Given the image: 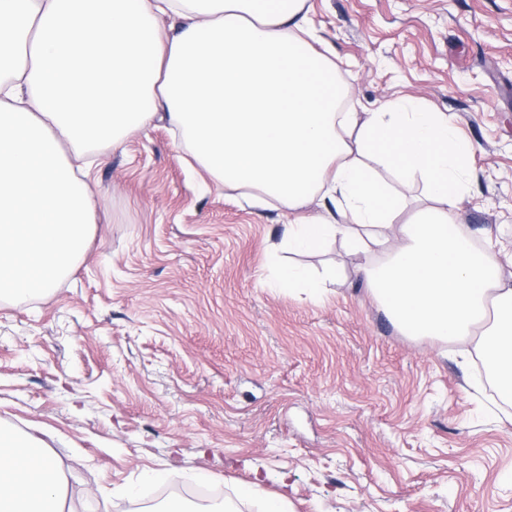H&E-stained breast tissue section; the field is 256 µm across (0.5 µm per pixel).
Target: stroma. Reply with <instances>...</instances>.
<instances>
[{
  "instance_id": "35a3bbf8",
  "label": "stroma",
  "mask_w": 512,
  "mask_h": 512,
  "mask_svg": "<svg viewBox=\"0 0 512 512\" xmlns=\"http://www.w3.org/2000/svg\"><path fill=\"white\" fill-rule=\"evenodd\" d=\"M348 110L408 97L474 145L458 222L512 278V0H305ZM156 120L91 170L99 222L57 288L0 299V426L49 433L71 512H164L241 484L288 512H512V406L461 356L405 335L341 241L297 256L341 277L274 288L293 212L252 208ZM156 470L169 481L153 479ZM271 279L276 288L288 290V293L303 296L311 301L322 298L328 285L337 280V267L327 266L322 271H314L306 266L290 264H272Z\"/></svg>"
}]
</instances>
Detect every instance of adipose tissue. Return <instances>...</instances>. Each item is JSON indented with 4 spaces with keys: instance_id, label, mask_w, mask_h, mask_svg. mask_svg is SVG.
<instances>
[{
    "instance_id": "obj_1",
    "label": "adipose tissue",
    "mask_w": 512,
    "mask_h": 512,
    "mask_svg": "<svg viewBox=\"0 0 512 512\" xmlns=\"http://www.w3.org/2000/svg\"><path fill=\"white\" fill-rule=\"evenodd\" d=\"M303 0H0V298L57 287L97 224L85 159L166 118L196 163L246 202L332 208L286 224L279 243L313 253L341 238L406 333L475 339L512 404V282L473 249L455 209L470 191L472 142L452 118L405 99L361 116L311 49ZM179 20L166 35L160 17ZM392 168L399 188L365 163ZM425 184L402 219L401 186ZM383 254L380 263L370 255ZM275 287L316 301L336 267L272 265ZM68 475L46 441L0 428V512H66Z\"/></svg>"
}]
</instances>
